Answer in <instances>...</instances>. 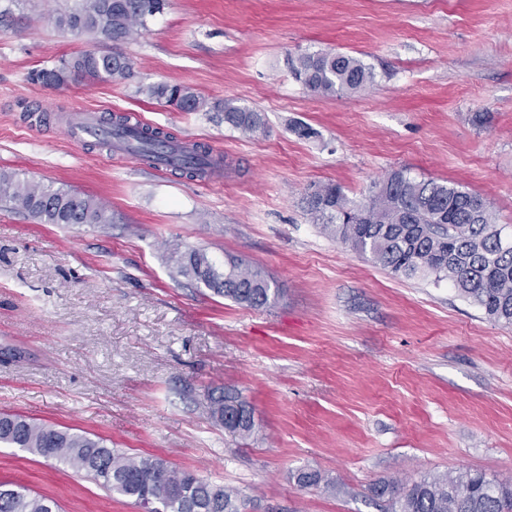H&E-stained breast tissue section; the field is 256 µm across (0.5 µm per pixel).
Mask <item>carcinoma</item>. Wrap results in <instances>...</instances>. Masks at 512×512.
<instances>
[{
	"label": "carcinoma",
	"mask_w": 512,
	"mask_h": 512,
	"mask_svg": "<svg viewBox=\"0 0 512 512\" xmlns=\"http://www.w3.org/2000/svg\"><path fill=\"white\" fill-rule=\"evenodd\" d=\"M164 0H79L54 17L63 31L90 32L114 45L125 43L161 12ZM296 80L322 95L342 96L373 83L372 68L344 54H304L289 62ZM131 63L120 51H84L61 61L58 69H42L36 79L59 86L69 79L124 80ZM146 93L198 112L207 102L191 88L151 85ZM212 109L224 113V123L248 135L266 133L264 116L231 100ZM137 154L155 160V146L174 136L146 126L134 134ZM223 162L210 147L200 145L177 159L174 170L189 179L203 178ZM0 202L43 224H110L112 213L90 197L69 189L31 183L14 173L0 172ZM307 209L324 230L393 275L432 276L448 281L459 296L481 308L491 319L512 325V236L495 224L490 202L479 194L450 187L434 179H417L394 170L365 202L355 203L334 184L307 197ZM177 273L209 288L214 295L251 308H265L278 296L266 272L230 260L219 270L201 249L174 259ZM211 420L241 439L255 429L253 409L224 393H209ZM0 445L20 448L53 459L98 481L108 492L142 505L155 500L153 512H244L238 491L210 483L191 471L170 466L161 457L132 456L83 431L62 429L21 414L0 413ZM373 495L383 512H512V482L488 478L482 472H446L412 482L387 479L376 483ZM0 512H58V504L21 485L0 482Z\"/></svg>",
	"instance_id": "cac0c4a2"
}]
</instances>
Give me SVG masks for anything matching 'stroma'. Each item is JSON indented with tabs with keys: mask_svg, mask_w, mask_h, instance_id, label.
Segmentation results:
<instances>
[{
	"mask_svg": "<svg viewBox=\"0 0 512 512\" xmlns=\"http://www.w3.org/2000/svg\"><path fill=\"white\" fill-rule=\"evenodd\" d=\"M76 0H0V172L105 203L110 224H43L0 208V412L106 439L237 489L246 512H380L372 484L448 471L512 475V325L448 282L406 279L313 222L316 184L362 202L392 170L479 193L512 233V0H168L121 44V81L47 86L40 69L112 43L56 28ZM341 52L366 89L326 97L287 59ZM181 84L259 110L248 136L149 97ZM43 112L40 126L29 125ZM139 114L224 156L190 180L71 141L61 116ZM490 123L472 125L474 113ZM303 124L314 137L295 133ZM261 267L280 290L252 309L173 277L170 256ZM229 391L243 440L205 412ZM335 488H303L298 470ZM62 512H140L84 473L0 447V482ZM207 413L211 420L224 426L229 433L238 435L246 440L251 437L255 429L253 409L244 401L211 392L207 396Z\"/></svg>",
	"mask_w": 512,
	"mask_h": 512,
	"instance_id": "35a3bbf8",
	"label": "stroma"
}]
</instances>
